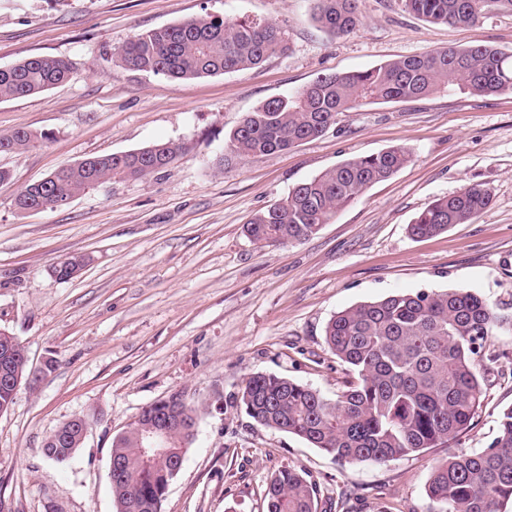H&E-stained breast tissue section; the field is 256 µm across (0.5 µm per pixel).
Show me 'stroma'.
<instances>
[{
    "label": "stroma",
    "mask_w": 512,
    "mask_h": 512,
    "mask_svg": "<svg viewBox=\"0 0 512 512\" xmlns=\"http://www.w3.org/2000/svg\"><path fill=\"white\" fill-rule=\"evenodd\" d=\"M312 0H0V68L46 55L72 67L40 95L0 99V133L47 141L0 155V328L23 346L34 384L0 415V512H115L113 437L146 406L184 394L199 424L162 512H265L284 468L308 473L332 512H430L426 484L453 452L488 447L512 407V330L494 329L483 403L447 446L385 463H341L301 438L254 423L234 398L256 372L327 398L348 368L327 348L337 312L393 293L465 289L512 316V93L443 90L339 115L319 139L239 159L230 133L265 101L317 77L402 56L490 44L512 52V10L473 27L435 25L401 0H360L350 35L322 31ZM265 18L288 50L262 65L191 80L124 68L134 35L203 14ZM157 141L180 147L166 168L112 180L55 209L18 213L28 183L86 158ZM407 146L411 161L367 188L302 242L264 247L245 233L258 211L344 160ZM478 183L492 202L474 222L426 239L408 226L433 200ZM86 263L56 274L72 256ZM75 417L83 447L58 464L44 442Z\"/></svg>",
    "instance_id": "1"
}]
</instances>
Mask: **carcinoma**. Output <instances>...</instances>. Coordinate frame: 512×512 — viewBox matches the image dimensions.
<instances>
[{"instance_id":"obj_1","label":"carcinoma","mask_w":512,"mask_h":512,"mask_svg":"<svg viewBox=\"0 0 512 512\" xmlns=\"http://www.w3.org/2000/svg\"><path fill=\"white\" fill-rule=\"evenodd\" d=\"M315 19L327 31L349 35L361 24L359 0H315ZM406 10L432 24L475 26L512 0H402ZM287 50L285 32L265 19L228 20L202 15L138 34L117 52L133 70L173 79H192L262 64ZM70 63L31 56L0 68V99L43 93L70 75ZM457 87L478 96L512 91V53L487 44L448 48L390 60L370 69L322 75L286 98H274L247 114L230 134L227 149L237 158L288 151L317 139L338 115L377 102H403ZM48 139L28 129L0 134V153H21ZM179 146H149L88 158L26 185L14 199L24 213L58 202L112 179L136 180L167 167ZM411 159L404 146L347 159L296 185L278 203L246 224L248 236L263 246L286 245L316 235L337 212L368 187L386 180ZM489 191L471 184L438 198L408 225L415 238L435 236L454 224L473 222L490 205ZM508 322L470 291L420 289L390 294L348 307L327 323L329 350L350 368L351 379L336 399L275 374L251 376L237 400L257 424L298 436L340 462L384 463L446 445L470 424L481 407L483 389L476 358L486 354L493 329ZM8 363L27 376L25 350L0 330V366ZM179 424L172 430L173 457L142 452L143 433L160 408L149 405L138 420L112 440L110 458L116 512H161L164 488L177 475L176 463L195 438L198 408L184 395L169 396ZM81 429L64 443L44 448L62 463L82 447ZM427 495L434 512H502L512 502V407L499 418L488 447L452 453L430 475ZM266 512H319L315 485L306 473L285 468L266 488Z\"/></svg>"}]
</instances>
